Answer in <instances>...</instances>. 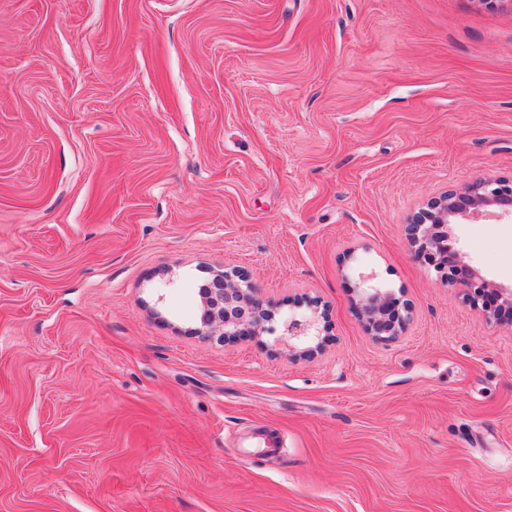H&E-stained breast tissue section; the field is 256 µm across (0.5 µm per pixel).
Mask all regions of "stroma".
Instances as JSON below:
<instances>
[{
  "label": "stroma",
  "instance_id": "35a3bbf8",
  "mask_svg": "<svg viewBox=\"0 0 512 512\" xmlns=\"http://www.w3.org/2000/svg\"><path fill=\"white\" fill-rule=\"evenodd\" d=\"M488 176L512 0H0V512H512V326L404 234ZM449 232L512 288V217ZM236 266L322 351L196 335ZM358 277L362 288H356V308L366 329L381 340L390 341L401 336L408 319L402 310L408 314V303L396 297L393 292L379 288L374 283L373 273H361ZM308 315L280 314L283 338L288 344L291 357L304 359L317 354L329 335V325L325 311H320L319 301H309ZM313 344V345H311Z\"/></svg>",
  "mask_w": 512,
  "mask_h": 512
}]
</instances>
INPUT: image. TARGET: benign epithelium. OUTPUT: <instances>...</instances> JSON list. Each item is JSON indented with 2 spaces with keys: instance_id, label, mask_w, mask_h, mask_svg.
<instances>
[{
  "instance_id": "7a95c632",
  "label": "benign epithelium",
  "mask_w": 512,
  "mask_h": 512,
  "mask_svg": "<svg viewBox=\"0 0 512 512\" xmlns=\"http://www.w3.org/2000/svg\"><path fill=\"white\" fill-rule=\"evenodd\" d=\"M512 216V180L483 178L461 191L450 189L431 198L406 224L407 239L417 259L431 271L436 281L460 290L463 301L480 308L488 319L512 326V289L497 286L464 262L448 244V225L477 214ZM374 274H360L357 313L366 329L381 340L402 334L409 311L407 303L374 283ZM207 313L201 336H217L225 343L247 340L280 319L288 355L304 359L317 354L329 335L326 313L317 300L309 301L307 315H276L257 296L249 271L233 267L217 270L205 284Z\"/></svg>"
}]
</instances>
